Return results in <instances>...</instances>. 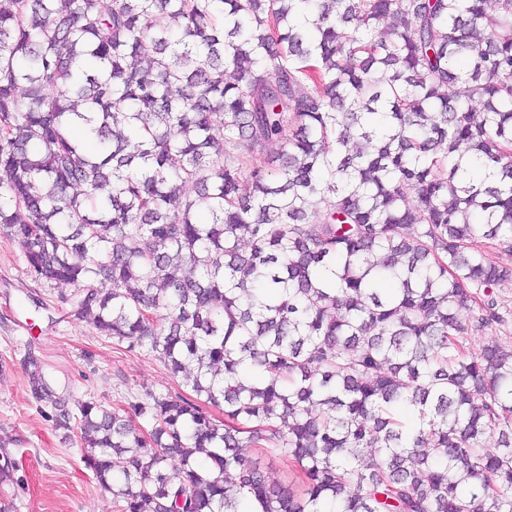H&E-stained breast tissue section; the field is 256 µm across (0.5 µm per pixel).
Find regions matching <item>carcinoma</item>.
Listing matches in <instances>:
<instances>
[{"mask_svg": "<svg viewBox=\"0 0 512 512\" xmlns=\"http://www.w3.org/2000/svg\"><path fill=\"white\" fill-rule=\"evenodd\" d=\"M488 2L0 0V228L189 387L75 413L24 359L118 512H512V346L464 339L512 283Z\"/></svg>", "mask_w": 512, "mask_h": 512, "instance_id": "carcinoma-1", "label": "carcinoma"}]
</instances>
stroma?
<instances>
[{"label":"stroma","mask_w":512,"mask_h":512,"mask_svg":"<svg viewBox=\"0 0 512 512\" xmlns=\"http://www.w3.org/2000/svg\"><path fill=\"white\" fill-rule=\"evenodd\" d=\"M505 325L472 331L471 350L512 344V285L494 291ZM57 291L30 276L21 247L0 230V441L18 464L0 498L15 512H117L84 463L80 439H65L51 412L30 397L24 356L33 353L65 385L70 406L96 402L112 408L145 392H182L154 357L131 353L101 336L92 320H73L56 309Z\"/></svg>","instance_id":"obj_1"}]
</instances>
